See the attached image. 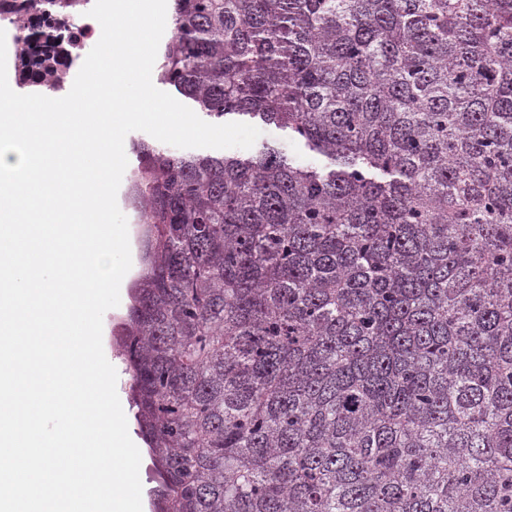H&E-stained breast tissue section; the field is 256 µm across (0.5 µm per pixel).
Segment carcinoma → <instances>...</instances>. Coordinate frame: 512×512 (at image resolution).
I'll return each instance as SVG.
<instances>
[{
  "label": "carcinoma",
  "instance_id": "1",
  "mask_svg": "<svg viewBox=\"0 0 512 512\" xmlns=\"http://www.w3.org/2000/svg\"><path fill=\"white\" fill-rule=\"evenodd\" d=\"M70 0L21 80L53 88ZM160 83L319 166L134 145L154 512H512V0H176Z\"/></svg>",
  "mask_w": 512,
  "mask_h": 512
}]
</instances>
